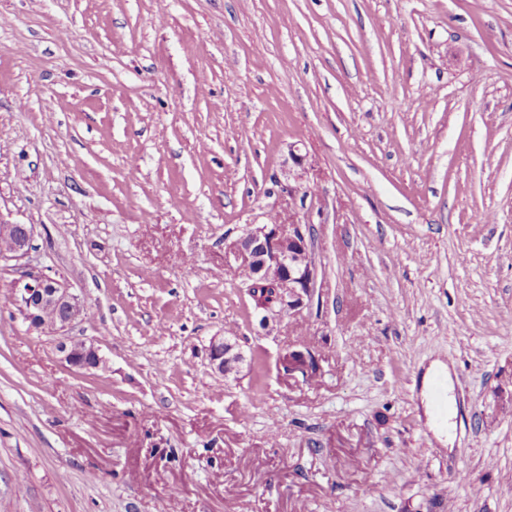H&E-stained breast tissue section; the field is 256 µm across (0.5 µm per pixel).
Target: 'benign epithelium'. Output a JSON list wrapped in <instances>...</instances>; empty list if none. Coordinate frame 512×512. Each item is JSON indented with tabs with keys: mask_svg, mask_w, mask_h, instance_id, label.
Returning a JSON list of instances; mask_svg holds the SVG:
<instances>
[{
	"mask_svg": "<svg viewBox=\"0 0 512 512\" xmlns=\"http://www.w3.org/2000/svg\"><path fill=\"white\" fill-rule=\"evenodd\" d=\"M33 226L0 224V239L8 248L1 257L23 259L32 250ZM225 258L233 259L238 269L251 273L247 290L262 283L275 286V300L255 306L261 313L262 327L288 314L295 316L308 305L316 279V267L310 251L307 226L304 224H252L236 240L225 246ZM13 301L28 324L38 333L60 332L84 317V306L77 296L59 280L28 268L12 286ZM63 360L80 370L105 366L95 342L66 337L58 346ZM243 360L237 339L214 337L209 345V361L218 372L227 376L239 372ZM279 368L290 378L306 380L315 374L311 352L289 350L279 359Z\"/></svg>",
	"mask_w": 512,
	"mask_h": 512,
	"instance_id": "obj_1",
	"label": "benign epithelium"
}]
</instances>
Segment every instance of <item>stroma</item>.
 I'll list each match as a JSON object with an SVG mask.
<instances>
[{
    "instance_id": "obj_1",
    "label": "stroma",
    "mask_w": 512,
    "mask_h": 512,
    "mask_svg": "<svg viewBox=\"0 0 512 512\" xmlns=\"http://www.w3.org/2000/svg\"><path fill=\"white\" fill-rule=\"evenodd\" d=\"M0 221V512H512V0H0ZM292 221L315 291L265 329L224 246ZM0 239L5 240L8 248L3 250L1 257L23 259L32 250L34 229L28 224H10L0 222ZM12 295L30 331H64L84 317V306L69 288L33 268H27L14 281ZM58 349L63 360L73 368L89 370L105 367V361L94 341L67 336L60 342ZM241 346L237 339L214 337L209 345V361L212 367L226 376L237 374L243 360ZM279 368L290 378L310 380L315 374L314 356L310 351L288 350L279 359ZM437 377L442 378V380L448 382V393L453 390V377L450 366L441 360H435L430 364V366L423 375V390L421 392V402L423 405L424 414L427 418V425L429 426V428L434 432L436 437L441 442H443L442 437L445 436L447 437L448 442V435L450 429V424L448 423V420L451 418L453 414V397L448 396V420L441 419L433 413V405L430 400L429 394H431L432 396L430 386Z\"/></svg>"
}]
</instances>
